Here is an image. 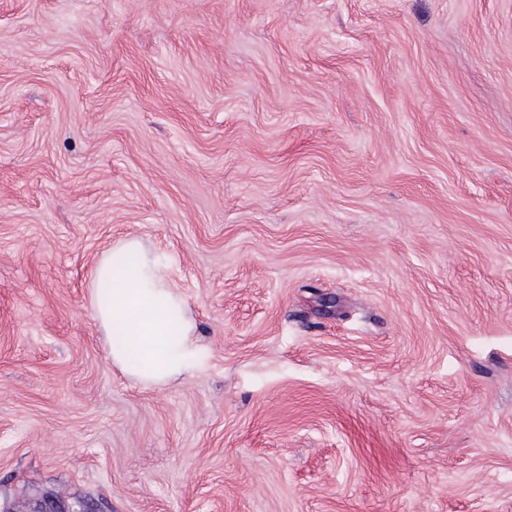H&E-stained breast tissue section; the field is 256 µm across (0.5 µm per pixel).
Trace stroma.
I'll return each instance as SVG.
<instances>
[{"label": "stroma", "instance_id": "obj_1", "mask_svg": "<svg viewBox=\"0 0 512 512\" xmlns=\"http://www.w3.org/2000/svg\"><path fill=\"white\" fill-rule=\"evenodd\" d=\"M203 346L146 388L93 267ZM512 512V0H0V512ZM131 257L137 258L136 266L129 277H121L119 272ZM103 283L106 295L112 291L110 297L102 296ZM91 302L106 335L120 331L122 336H114L117 344L124 336V345L112 341V362L141 384L165 385L197 369L202 346L186 302L161 262L140 240H124L100 257L93 273Z\"/></svg>", "mask_w": 512, "mask_h": 512}]
</instances>
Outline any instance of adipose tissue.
<instances>
[{
  "label": "adipose tissue",
  "mask_w": 512,
  "mask_h": 512,
  "mask_svg": "<svg viewBox=\"0 0 512 512\" xmlns=\"http://www.w3.org/2000/svg\"><path fill=\"white\" fill-rule=\"evenodd\" d=\"M132 257L137 260L132 274L121 277ZM106 282L112 285L107 298L101 294ZM91 302L106 335L119 332L125 339L124 344L111 346L113 363L141 384L161 386L197 369L202 347L186 302L140 240H124L100 257Z\"/></svg>",
  "instance_id": "1"
}]
</instances>
